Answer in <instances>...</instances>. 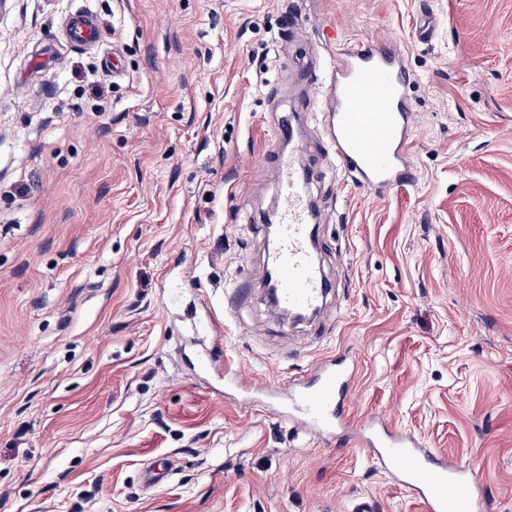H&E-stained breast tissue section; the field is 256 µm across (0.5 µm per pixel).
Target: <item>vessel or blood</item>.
<instances>
[{
	"label": "vessel or blood",
	"mask_w": 512,
	"mask_h": 512,
	"mask_svg": "<svg viewBox=\"0 0 512 512\" xmlns=\"http://www.w3.org/2000/svg\"><path fill=\"white\" fill-rule=\"evenodd\" d=\"M67 35L73 44L88 46L98 32L89 15L76 13L68 21ZM409 82L400 50L366 38L332 56L327 76L317 83L316 100L329 114L325 152L376 195L408 182L412 175L407 162L413 123ZM277 166L279 219L268 257L277 280L271 312L312 313L322 306L330 284L311 244L307 183L292 157H279ZM351 379V372L330 358L320 360L309 378L285 388L270 383L266 391L281 400L287 419L331 441L344 425L340 403ZM364 447L376 466L419 499L426 512H484L486 491L474 467L435 455L413 436L384 426Z\"/></svg>",
	"instance_id": "1"
}]
</instances>
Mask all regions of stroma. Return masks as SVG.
Masks as SVG:
<instances>
[{"instance_id":"1","label":"stroma","mask_w":512,"mask_h":512,"mask_svg":"<svg viewBox=\"0 0 512 512\" xmlns=\"http://www.w3.org/2000/svg\"><path fill=\"white\" fill-rule=\"evenodd\" d=\"M331 27L405 51L413 178L381 197L303 106ZM287 116L333 285L302 323L262 286ZM329 356L352 432L387 419L512 512V0H0V512H425L224 382ZM69 40L77 46H89L97 40L94 20L85 13L73 14L67 24Z\"/></svg>"}]
</instances>
